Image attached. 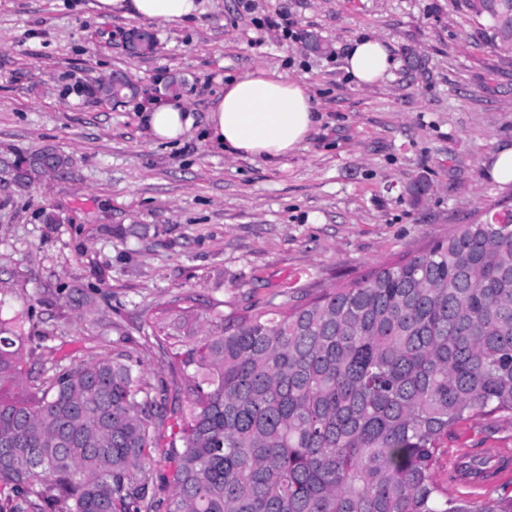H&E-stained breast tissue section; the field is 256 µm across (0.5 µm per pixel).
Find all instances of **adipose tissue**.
<instances>
[{"mask_svg": "<svg viewBox=\"0 0 512 512\" xmlns=\"http://www.w3.org/2000/svg\"><path fill=\"white\" fill-rule=\"evenodd\" d=\"M103 16L136 15L165 23L193 18L197 0H96ZM393 65L387 43L375 35L357 39L347 57V72L358 85L381 80ZM318 114L304 83L271 70H256L227 82L208 114L209 139L231 158H250L277 168L318 125ZM150 135L159 142L182 139L194 120L179 96L155 104L147 116Z\"/></svg>", "mask_w": 512, "mask_h": 512, "instance_id": "adipose-tissue-1", "label": "adipose tissue"}]
</instances>
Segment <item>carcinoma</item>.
Instances as JSON below:
<instances>
[{"instance_id":"1","label":"carcinoma","mask_w":512,"mask_h":512,"mask_svg":"<svg viewBox=\"0 0 512 512\" xmlns=\"http://www.w3.org/2000/svg\"><path fill=\"white\" fill-rule=\"evenodd\" d=\"M499 38L512 0H466ZM88 97L118 103L96 83ZM49 150L3 154L0 181L27 186ZM145 342L172 349L187 382L156 414L127 351L25 377L19 315L0 316V487L10 512H512V496L448 488V462L477 478L484 457L448 458L468 418L512 414V224L459 225L412 258L282 311L206 320L194 311ZM179 431L167 433L168 418ZM169 439L171 493L150 449Z\"/></svg>"}]
</instances>
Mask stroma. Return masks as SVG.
Segmentation results:
<instances>
[{"label": "stroma", "mask_w": 512, "mask_h": 512, "mask_svg": "<svg viewBox=\"0 0 512 512\" xmlns=\"http://www.w3.org/2000/svg\"><path fill=\"white\" fill-rule=\"evenodd\" d=\"M93 2L0 0V152L72 159L29 186L0 183V294L25 315L31 372L48 347L66 359L128 351L147 382L174 391L167 357L141 331L161 303L297 306L512 209V185L482 165L512 142V52L465 0H198L180 24L105 17ZM283 15L292 35L275 26ZM134 27L156 46L132 59L121 35ZM365 33L394 58L370 86L345 70ZM259 67L303 82L320 114L279 170L228 158L204 135L225 83ZM115 71L135 97L81 94ZM173 81L195 124L160 144L145 114ZM419 181L429 189L416 199ZM82 293L100 310L78 306ZM508 445L510 414L463 422L448 440L480 453Z\"/></svg>", "instance_id": "obj_1"}]
</instances>
